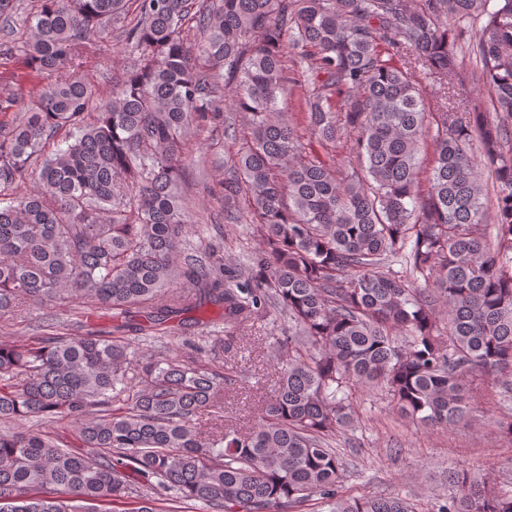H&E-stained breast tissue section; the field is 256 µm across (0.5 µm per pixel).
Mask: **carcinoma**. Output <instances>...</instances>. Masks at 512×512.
Here are the masks:
<instances>
[{
    "instance_id": "1",
    "label": "carcinoma",
    "mask_w": 512,
    "mask_h": 512,
    "mask_svg": "<svg viewBox=\"0 0 512 512\" xmlns=\"http://www.w3.org/2000/svg\"><path fill=\"white\" fill-rule=\"evenodd\" d=\"M37 2L24 60L59 79L0 127V316L79 299L157 327L211 303L227 351L272 308L288 333L274 394L241 427L226 422L234 379L215 353L145 356L45 314L31 344L0 342V512H112L132 475L204 512L312 497L327 512H415L405 496L345 495L333 443L360 387L444 426L512 392V0H135L131 26L129 0ZM473 17L485 23L468 53L495 94L493 119L448 106L463 69L448 26ZM190 20L204 35L196 50L181 36ZM115 28L135 62L93 114L80 60ZM420 73L439 84L441 111L426 109ZM296 92L315 145L279 107ZM226 101L248 135L224 162V212L246 204L260 236L233 284L218 249L182 253L173 163ZM346 144L359 169L343 177L334 153ZM35 163L36 189L15 192ZM66 419L77 450L52 430ZM449 479L437 512H512V491ZM125 512L178 510L139 494Z\"/></svg>"
}]
</instances>
